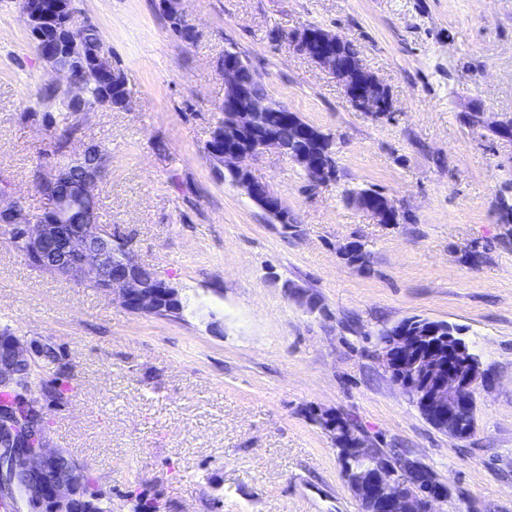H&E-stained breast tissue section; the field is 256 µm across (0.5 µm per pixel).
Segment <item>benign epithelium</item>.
Instances as JSON below:
<instances>
[{"label":"benign epithelium","mask_w":512,"mask_h":512,"mask_svg":"<svg viewBox=\"0 0 512 512\" xmlns=\"http://www.w3.org/2000/svg\"><path fill=\"white\" fill-rule=\"evenodd\" d=\"M181 0H158L166 15L185 23ZM57 36L39 56L64 86L66 101L83 112L86 104L84 76L90 72L117 79L122 72L112 65V53L101 42L80 44L68 37L75 16L73 0H56ZM295 50L309 58L328 74L353 72L351 98L356 108L373 115L381 114L383 101L374 90L382 85L367 71L361 60H344L346 37L326 30L300 28ZM224 76V151L210 154L211 160L226 171L237 173V187L267 213L279 212V221L288 223L281 198L264 182H255L248 161L266 151L288 155L276 133L258 124L264 102L250 91L253 71L237 53L224 51L220 64ZM290 156V155H288ZM290 160L302 167L310 182L319 186L329 182L326 158L301 149ZM107 156L96 144L78 152L69 167L39 168L33 175L36 190L48 201L40 214L26 209L18 198L0 189V224L24 225L22 246L28 256L53 274L74 283L89 278L134 314L177 316L183 311L179 289L164 280H146L139 273L140 262L133 249L125 246L118 258L115 231L96 222L88 213L75 228L60 224L54 213L71 198L95 200ZM376 222H392L397 212L386 196L382 204L367 209ZM434 326L424 332L399 327L383 342L382 361L392 380L441 427L452 428L475 410L474 386L489 382L479 359L470 352L460 335H441ZM42 357L39 348L20 336L0 338V388L22 395L25 412L13 417L0 415V503L13 508L22 504L26 512H43L52 506L55 512H74V504L87 481V472L75 460L49 447V420L44 414L30 375ZM342 443L351 459L362 462L348 468L345 481L357 499L379 501L385 512H435V504L446 499L444 483L417 461L407 458L399 463L379 459L359 435L356 426H344Z\"/></svg>","instance_id":"1"}]
</instances>
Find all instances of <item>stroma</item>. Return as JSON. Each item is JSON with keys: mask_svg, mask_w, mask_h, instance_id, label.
<instances>
[{"mask_svg": "<svg viewBox=\"0 0 512 512\" xmlns=\"http://www.w3.org/2000/svg\"><path fill=\"white\" fill-rule=\"evenodd\" d=\"M112 48L131 109L87 113L78 141L109 153L98 221L183 290L181 317L138 315L89 282L38 271L0 234V326L63 354L74 390L44 400L50 446L87 468L112 512H361L331 439L348 416L369 444L406 451L449 488L439 512H512V139L470 126L512 118V0H183L199 30L174 39L157 0H76ZM316 25L351 41L395 110L374 118L288 42ZM271 97L329 135L336 181L311 186L268 152L254 175L281 224L205 153L223 115L225 51ZM16 0H0V184L32 213L59 100ZM392 198L379 224L345 195ZM358 241L367 263L342 246ZM295 283L313 298L288 295ZM445 321L492 383L466 438L438 430L386 372L380 334Z\"/></svg>", "mask_w": 512, "mask_h": 512, "instance_id": "1", "label": "stroma"}]
</instances>
